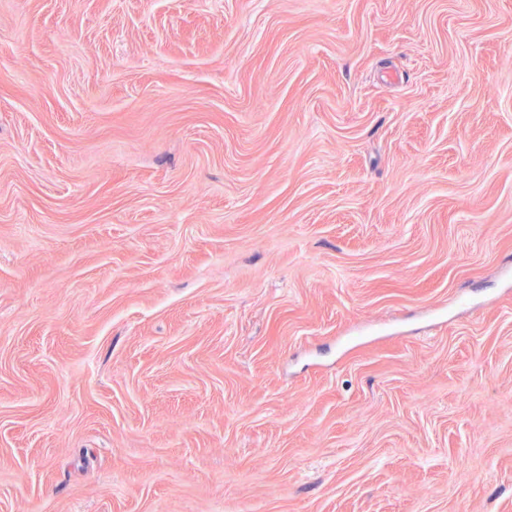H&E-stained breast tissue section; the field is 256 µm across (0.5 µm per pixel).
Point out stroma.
I'll return each mask as SVG.
<instances>
[{"label":"stroma","instance_id":"stroma-1","mask_svg":"<svg viewBox=\"0 0 512 512\" xmlns=\"http://www.w3.org/2000/svg\"><path fill=\"white\" fill-rule=\"evenodd\" d=\"M0 512H512V0H0Z\"/></svg>","mask_w":512,"mask_h":512}]
</instances>
